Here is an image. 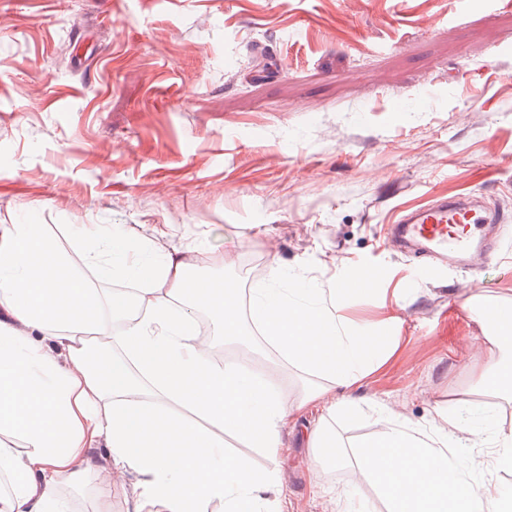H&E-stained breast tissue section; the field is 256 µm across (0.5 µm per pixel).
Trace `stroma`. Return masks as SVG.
Returning <instances> with one entry per match:
<instances>
[{"label": "stroma", "instance_id": "obj_1", "mask_svg": "<svg viewBox=\"0 0 512 512\" xmlns=\"http://www.w3.org/2000/svg\"><path fill=\"white\" fill-rule=\"evenodd\" d=\"M473 193L512 220L507 0H0V224H120L245 289L272 267L329 289L399 345L359 389L424 425L476 387L485 340L462 292L512 301V241L476 271L389 248L403 209ZM220 365L265 363L214 337ZM308 408L277 464L288 512H339L349 470L313 467Z\"/></svg>", "mask_w": 512, "mask_h": 512}]
</instances>
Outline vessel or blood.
Here are the masks:
<instances>
[{
	"mask_svg": "<svg viewBox=\"0 0 512 512\" xmlns=\"http://www.w3.org/2000/svg\"><path fill=\"white\" fill-rule=\"evenodd\" d=\"M512 231L505 217L471 195L439 197L403 210L393 227L397 244L449 267H481Z\"/></svg>",
	"mask_w": 512,
	"mask_h": 512,
	"instance_id": "b4317fda",
	"label": "vessel or blood"
}]
</instances>
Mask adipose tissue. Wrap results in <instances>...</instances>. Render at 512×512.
Listing matches in <instances>:
<instances>
[{
	"mask_svg": "<svg viewBox=\"0 0 512 512\" xmlns=\"http://www.w3.org/2000/svg\"><path fill=\"white\" fill-rule=\"evenodd\" d=\"M71 230L67 253L38 225L0 224V512H71L62 488L90 481L95 512H112L118 484L130 487L129 512H284L273 466L282 434L325 390L291 402L271 375L216 364L197 332L202 313L215 335L258 331L276 361L340 388L309 435L312 460L334 449L336 467L369 476L388 512H512V488L475 479L455 438L462 428L473 444H493V470H512V427L465 405L442 409L429 429L381 406L373 440L351 452L339 443L335 423L356 413V388L398 344L342 316L348 289L278 267L243 303L233 281L191 279V259L121 225ZM86 269L133 288L135 300L105 306ZM463 305L494 323L477 384L512 392V306L473 296ZM228 433L265 449L271 468L225 449Z\"/></svg>",
	"mask_w": 512,
	"mask_h": 512,
	"instance_id": "ef3b65f1",
	"label": "adipose tissue"
}]
</instances>
